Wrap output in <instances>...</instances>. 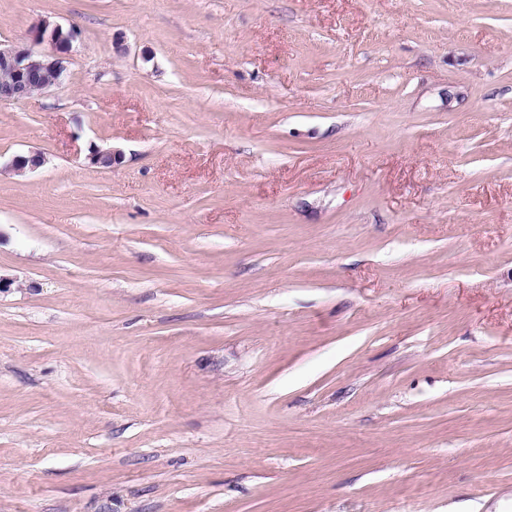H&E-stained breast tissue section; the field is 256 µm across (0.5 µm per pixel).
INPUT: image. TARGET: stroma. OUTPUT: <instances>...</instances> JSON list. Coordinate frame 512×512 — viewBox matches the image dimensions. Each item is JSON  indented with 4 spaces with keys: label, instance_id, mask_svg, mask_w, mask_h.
Instances as JSON below:
<instances>
[{
    "label": "stroma",
    "instance_id": "35a3bbf8",
    "mask_svg": "<svg viewBox=\"0 0 512 512\" xmlns=\"http://www.w3.org/2000/svg\"><path fill=\"white\" fill-rule=\"evenodd\" d=\"M41 20L0 512H512V0H0V44Z\"/></svg>",
    "mask_w": 512,
    "mask_h": 512
}]
</instances>
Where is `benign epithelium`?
<instances>
[{
  "instance_id": "benign-epithelium-1",
  "label": "benign epithelium",
  "mask_w": 512,
  "mask_h": 512,
  "mask_svg": "<svg viewBox=\"0 0 512 512\" xmlns=\"http://www.w3.org/2000/svg\"><path fill=\"white\" fill-rule=\"evenodd\" d=\"M74 35L72 30L66 32L43 20L33 27L31 39L37 45L50 44L52 52L43 54L0 46V75H6V78H0V102L22 101L63 81L66 72L64 56L70 50ZM121 159V153L112 148L96 147L88 156L89 163L100 169H110ZM44 163L41 154L15 155L0 162V171L33 172Z\"/></svg>"
}]
</instances>
